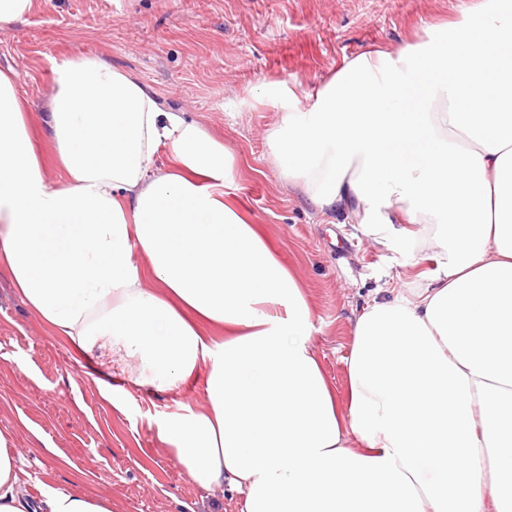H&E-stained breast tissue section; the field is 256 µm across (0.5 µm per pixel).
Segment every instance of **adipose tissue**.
Listing matches in <instances>:
<instances>
[{
    "instance_id": "1",
    "label": "adipose tissue",
    "mask_w": 512,
    "mask_h": 512,
    "mask_svg": "<svg viewBox=\"0 0 512 512\" xmlns=\"http://www.w3.org/2000/svg\"><path fill=\"white\" fill-rule=\"evenodd\" d=\"M283 113L270 154L319 211L378 246L398 219L434 274L351 328L339 410L309 303L256 225L224 201L232 158L183 113L94 54L52 66L45 177L14 80L0 73V272L80 351L209 408L161 440L240 512H512V0L363 53ZM157 282L142 284L144 274ZM0 433V512H27ZM36 512H112L48 492Z\"/></svg>"
}]
</instances>
